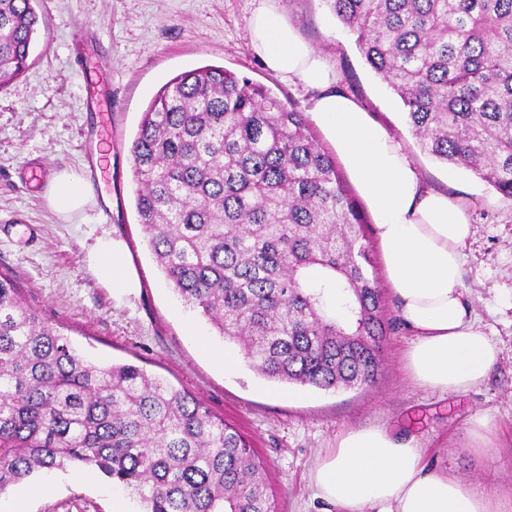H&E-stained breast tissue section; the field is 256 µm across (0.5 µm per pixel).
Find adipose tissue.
I'll return each mask as SVG.
<instances>
[{
	"instance_id": "1",
	"label": "adipose tissue",
	"mask_w": 512,
	"mask_h": 512,
	"mask_svg": "<svg viewBox=\"0 0 512 512\" xmlns=\"http://www.w3.org/2000/svg\"><path fill=\"white\" fill-rule=\"evenodd\" d=\"M251 45L265 67L314 90L310 112L332 142L374 220L384 282L414 339L403 361L418 387L457 393L481 384L499 350L473 316L462 281V248L472 234L464 204L424 187L400 141L354 100L338 93L327 64L288 25L273 0H258ZM50 208L67 217L92 199L83 176L54 174ZM92 273L120 294L137 280L111 232L87 252ZM310 482L321 512H512V494L478 490L429 465L412 434L385 426L351 428L319 454Z\"/></svg>"
}]
</instances>
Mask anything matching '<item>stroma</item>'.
Masks as SVG:
<instances>
[{
	"label": "stroma",
	"instance_id": "1",
	"mask_svg": "<svg viewBox=\"0 0 512 512\" xmlns=\"http://www.w3.org/2000/svg\"><path fill=\"white\" fill-rule=\"evenodd\" d=\"M283 19L319 53L340 91L354 98L402 143L426 188L468 205L472 235L463 249V283L500 356L480 385L442 394L414 386L403 369L412 341L396 299L383 293L390 324L383 370L372 386L303 388L257 375L244 356L225 372L215 355L235 350L187 306L158 267L134 206L131 144L142 114L176 75L221 67L308 111L311 94L267 70L250 44L254 0H38L45 18L28 70L0 92V273L23 301L60 327L91 360L130 362L193 392L249 440L263 461L275 512H319L309 473L318 453L343 431L374 424L415 434L430 464L512 492V199L476 174L422 151L400 99L366 63L328 0H275ZM112 61V136L93 132L91 84L100 58ZM103 173L95 204L62 220L43 188L57 170L85 174L88 151ZM111 230L128 253L139 287L113 293L88 269L96 233ZM488 416L493 456L470 451L468 420ZM116 485L97 472H44L10 488L26 512H114Z\"/></svg>",
	"mask_w": 512,
	"mask_h": 512
}]
</instances>
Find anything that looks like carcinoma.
Returning <instances> with one entry per match:
<instances>
[{"mask_svg":"<svg viewBox=\"0 0 512 512\" xmlns=\"http://www.w3.org/2000/svg\"><path fill=\"white\" fill-rule=\"evenodd\" d=\"M38 0H0V89ZM429 155L512 198V0H327ZM149 248L186 305L270 381L368 386L388 333L366 220L306 113L222 67L183 72L131 145ZM92 468L145 512H273L243 435L191 391L97 364L0 276V493Z\"/></svg>","mask_w":512,"mask_h":512,"instance_id":"carcinoma-1","label":"carcinoma"}]
</instances>
